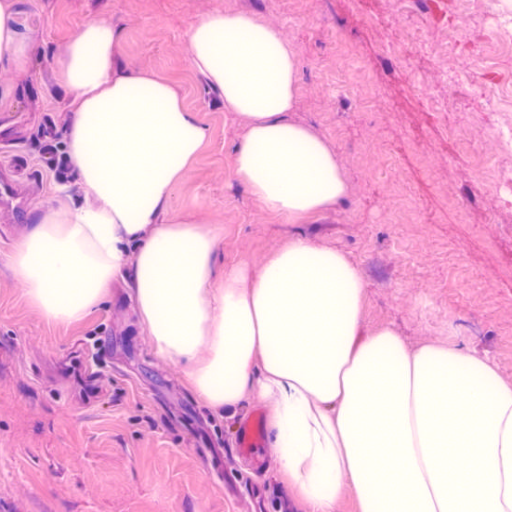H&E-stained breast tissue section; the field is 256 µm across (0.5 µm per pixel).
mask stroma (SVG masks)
I'll use <instances>...</instances> for the list:
<instances>
[{
    "mask_svg": "<svg viewBox=\"0 0 512 512\" xmlns=\"http://www.w3.org/2000/svg\"><path fill=\"white\" fill-rule=\"evenodd\" d=\"M512 0H17L22 37L41 51L25 71H1L18 93L0 112V164L29 192L17 213L0 201V512H316L283 506L264 440L239 442L257 403L215 424L179 367L156 358L124 284L110 303L71 324L46 322L5 266L14 240L61 198L57 141L72 109L56 64L85 22L121 29V63L165 77L208 130L171 211L221 231L219 259L262 268L291 234L345 251L366 283L363 331L394 326L408 346L452 343L491 358L512 381V188L494 189L478 165L512 170L496 122L468 85L500 69L474 58ZM246 11L277 29L298 61L292 121L339 154L351 193L300 222L276 217L234 182L239 123L187 62V34L212 12ZM422 30L421 45L411 43ZM496 223H489V215Z\"/></svg>",
    "mask_w": 512,
    "mask_h": 512,
    "instance_id": "1",
    "label": "stroma"
}]
</instances>
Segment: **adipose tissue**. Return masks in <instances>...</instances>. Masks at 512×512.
Wrapping results in <instances>:
<instances>
[{"instance_id": "ef3b65f1", "label": "adipose tissue", "mask_w": 512, "mask_h": 512, "mask_svg": "<svg viewBox=\"0 0 512 512\" xmlns=\"http://www.w3.org/2000/svg\"><path fill=\"white\" fill-rule=\"evenodd\" d=\"M15 0H0V68H26ZM119 27L88 20L58 63L73 100L66 163L88 204L59 202L16 239L7 266L51 323L85 319L131 279L154 354L180 366L216 419L268 401L267 446L287 487L319 512L351 491L359 512H512V384L453 345L409 348L384 326L360 338L365 282L341 250L296 233L261 270L219 266L222 239L166 208L207 138L178 89L121 69ZM192 70L242 121L231 170L290 219L344 200L335 151L288 120L298 65L246 12L203 17ZM468 459L452 468L449 457Z\"/></svg>"}]
</instances>
